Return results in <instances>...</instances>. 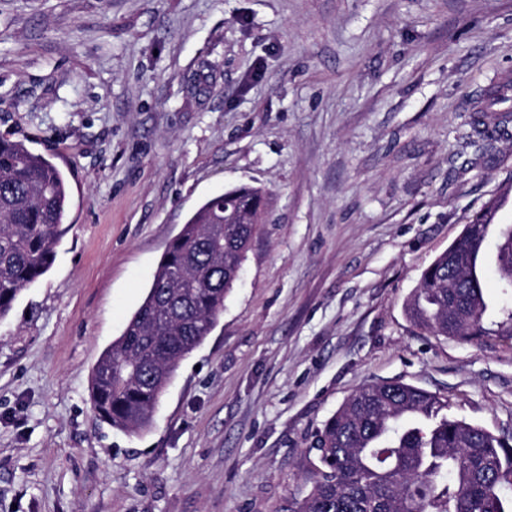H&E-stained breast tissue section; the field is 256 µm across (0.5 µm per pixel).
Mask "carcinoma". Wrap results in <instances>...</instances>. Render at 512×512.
Here are the masks:
<instances>
[{"mask_svg": "<svg viewBox=\"0 0 512 512\" xmlns=\"http://www.w3.org/2000/svg\"><path fill=\"white\" fill-rule=\"evenodd\" d=\"M508 112L471 115V137L491 148ZM63 171L21 140L0 137V318L45 275L66 231ZM263 192L242 186L208 199L171 241L143 302L90 375L99 419L133 433L151 426L182 360L224 310L263 211ZM476 216L421 275L407 317L436 336H512V308L497 319L484 293L487 266L512 289V225ZM316 478L291 512H512L509 438L448 416L440 395L401 381L360 387L317 430Z\"/></svg>", "mask_w": 512, "mask_h": 512, "instance_id": "1", "label": "carcinoma"}]
</instances>
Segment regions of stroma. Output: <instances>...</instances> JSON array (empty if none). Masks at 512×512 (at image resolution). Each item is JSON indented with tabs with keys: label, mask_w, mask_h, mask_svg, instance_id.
I'll return each instance as SVG.
<instances>
[{
	"label": "stroma",
	"mask_w": 512,
	"mask_h": 512,
	"mask_svg": "<svg viewBox=\"0 0 512 512\" xmlns=\"http://www.w3.org/2000/svg\"><path fill=\"white\" fill-rule=\"evenodd\" d=\"M512 79V0H0V137L67 176L51 269L0 318V512H290L314 432L400 380L512 434V338L404 312L490 200L512 129L470 115ZM265 193L206 340L152 426L100 421L93 366L209 197ZM511 120L509 112L495 113L488 115V112L473 113L470 117L469 126L471 129L470 137L477 139L482 143L484 149L491 148L492 141L497 131L505 128V124Z\"/></svg>",
	"instance_id": "35a3bbf8"
}]
</instances>
